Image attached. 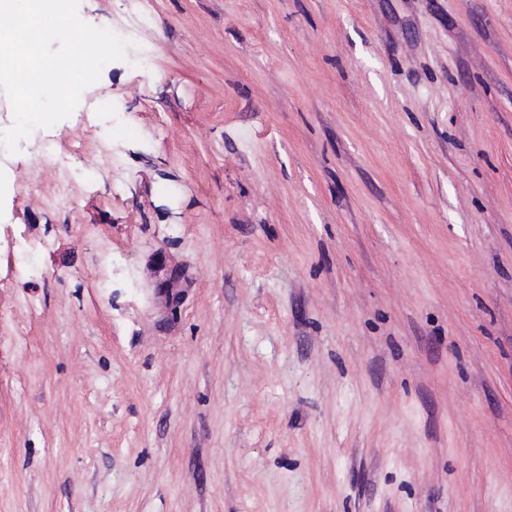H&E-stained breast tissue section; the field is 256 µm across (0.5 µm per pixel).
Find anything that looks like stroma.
Masks as SVG:
<instances>
[{"instance_id": "obj_1", "label": "stroma", "mask_w": 512, "mask_h": 512, "mask_svg": "<svg viewBox=\"0 0 512 512\" xmlns=\"http://www.w3.org/2000/svg\"><path fill=\"white\" fill-rule=\"evenodd\" d=\"M154 2L121 190L0 172V512H512V0ZM13 244L18 257L17 266L23 270H28L36 262L40 251L47 245L45 241L33 240L24 235L16 237Z\"/></svg>"}]
</instances>
